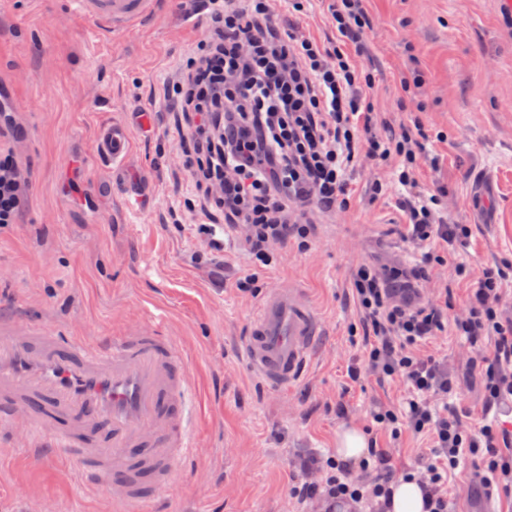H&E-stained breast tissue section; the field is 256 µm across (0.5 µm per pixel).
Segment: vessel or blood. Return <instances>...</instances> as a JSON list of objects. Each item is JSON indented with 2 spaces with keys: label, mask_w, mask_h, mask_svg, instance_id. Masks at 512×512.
Instances as JSON below:
<instances>
[{
  "label": "vessel or blood",
  "mask_w": 512,
  "mask_h": 512,
  "mask_svg": "<svg viewBox=\"0 0 512 512\" xmlns=\"http://www.w3.org/2000/svg\"><path fill=\"white\" fill-rule=\"evenodd\" d=\"M126 2L79 0L106 22ZM94 147L97 159L121 168L128 124H102ZM319 340L305 294L274 284L251 323L249 369L273 388L289 386ZM190 390L186 361L156 323L92 341L0 317V426L26 431L36 454L65 460L115 501L146 505L173 484L192 454Z\"/></svg>",
  "instance_id": "b4317fda"
}]
</instances>
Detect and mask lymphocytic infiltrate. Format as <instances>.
<instances>
[{"instance_id":"lymphocytic-infiltrate-1","label":"lymphocytic infiltrate","mask_w":512,"mask_h":512,"mask_svg":"<svg viewBox=\"0 0 512 512\" xmlns=\"http://www.w3.org/2000/svg\"><path fill=\"white\" fill-rule=\"evenodd\" d=\"M313 2L208 0L205 34L169 82L177 110L174 167L192 191L183 208L193 212L197 231L219 218L242 233L251 268L237 286L248 292L276 245L310 250L313 213L350 210L355 167L394 171L405 213L398 230L432 249L390 275L359 267L353 292L369 340L368 369L401 378L408 392L405 407L378 409L373 419L395 435L405 427L431 433L433 452L421 469L400 475L381 449L371 448L355 465L366 472L363 480L352 479L355 466L336 457L306 461L303 470H320V480L293 484L289 494L297 503L315 500L336 512L340 502L390 496L401 477L421 486L428 512H449L448 476L463 458L474 461L483 485L512 492V448L499 447L497 426L471 431L455 408L432 406L431 396H448L453 384L434 359L420 355L448 331L474 350L492 341L494 356L483 365L485 406L512 400V318L500 308L512 264L486 267L463 313L453 318L447 293L427 300L397 296L394 281L421 288L469 229L447 223L440 194L427 193L416 180L431 161L432 136L424 124L416 120L396 132L377 121L375 78L356 60L373 26L367 0H329L331 43L278 20L282 13H309ZM14 123L13 113L0 111V228L16 223L29 191L28 165L5 139Z\"/></svg>"}]
</instances>
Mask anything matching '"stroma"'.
I'll return each instance as SVG.
<instances>
[{
  "label": "stroma",
  "mask_w": 512,
  "mask_h": 512,
  "mask_svg": "<svg viewBox=\"0 0 512 512\" xmlns=\"http://www.w3.org/2000/svg\"><path fill=\"white\" fill-rule=\"evenodd\" d=\"M376 19L361 62L374 74L383 123L399 126V74L418 65L427 82L420 118L432 133L434 158L423 187L443 193L450 223L471 236L429 285L452 286L463 308L469 280H454L465 262L471 277L512 262V0H370ZM208 20L189 0H136L113 23L88 18L75 0H0V98L18 117L17 146L27 158L32 191L18 221L0 229V314H17L51 332H126L134 318L163 315L164 328L190 367L200 413L191 435L195 458L178 465L157 512H293L288 484L298 462L333 455L336 433L354 426L388 451L394 465L419 467L431 454L427 435L381 430L372 414L400 405L402 385L362 373L367 346L351 274L366 263L405 265L419 252L401 237L405 214L395 196L372 200L370 176L351 173L349 213L320 215L310 252L282 251L255 292L235 284L247 266L228 238L206 250L173 224L169 208L186 183L168 165L173 117L163 85L199 39ZM124 112L132 159L124 183L99 193L106 166L93 154L96 128ZM145 207L133 213L131 190ZM302 288L324 324V340L300 377L273 392L243 359L250 321L271 281ZM432 353L454 382L449 404L468 428L496 421L512 431V406L484 408L481 374L469 348L447 334ZM59 512H115L60 459L35 455L26 437L0 443V512H32L44 499Z\"/></svg>",
  "instance_id": "stroma-1"
}]
</instances>
